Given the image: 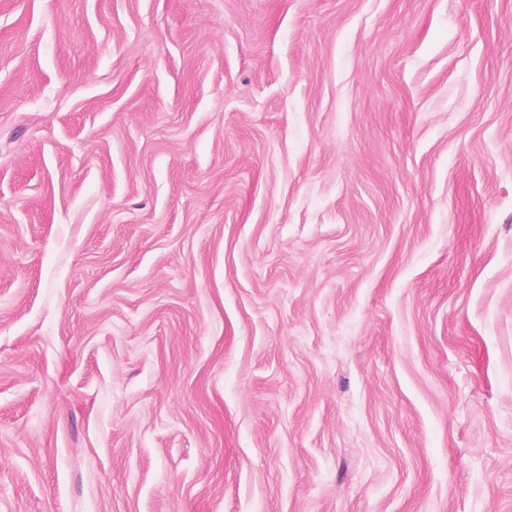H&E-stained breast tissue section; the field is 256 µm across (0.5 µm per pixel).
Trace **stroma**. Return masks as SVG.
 I'll return each instance as SVG.
<instances>
[{
	"label": "stroma",
	"mask_w": 512,
	"mask_h": 512,
	"mask_svg": "<svg viewBox=\"0 0 512 512\" xmlns=\"http://www.w3.org/2000/svg\"><path fill=\"white\" fill-rule=\"evenodd\" d=\"M0 512H512V0H0Z\"/></svg>",
	"instance_id": "1"
}]
</instances>
